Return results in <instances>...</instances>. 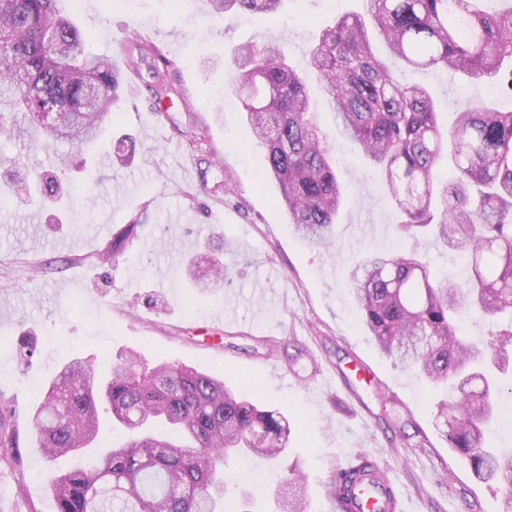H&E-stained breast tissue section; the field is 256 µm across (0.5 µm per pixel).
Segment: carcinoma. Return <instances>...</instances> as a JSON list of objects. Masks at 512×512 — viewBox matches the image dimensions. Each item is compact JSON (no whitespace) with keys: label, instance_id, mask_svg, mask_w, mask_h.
I'll return each instance as SVG.
<instances>
[{"label":"carcinoma","instance_id":"carcinoma-1","mask_svg":"<svg viewBox=\"0 0 512 512\" xmlns=\"http://www.w3.org/2000/svg\"><path fill=\"white\" fill-rule=\"evenodd\" d=\"M283 0H202V11L232 9L270 16ZM492 0H364L308 51L343 135L382 174L404 228H422L467 256L470 275L456 282L434 274L414 253L364 256L351 270L363 328L376 347L435 388L453 394L437 404L436 426L474 475L503 491L512 512V452L488 448L484 427L497 414L501 382L491 368L512 362V322L474 341L458 318L512 315V109L472 104L449 128L438 122L421 85L399 82L373 52L374 30L405 66L493 81L512 77V7ZM64 0H0V131L47 146L65 139L95 143L112 120L123 79L112 61L88 49L91 36L65 14ZM153 72L157 100L169 97L161 69L173 62L140 48ZM247 137L267 151L288 223L301 240L333 243L341 183L327 134L318 125L304 77L284 48L251 44L231 52ZM448 158L454 173L441 180ZM64 168L39 175L43 193L58 195ZM134 439L92 464L50 480L56 512H239L224 483V461L246 454L272 460L288 450V419L261 409L224 380L196 368L136 367L132 359L101 376L80 357L64 363L28 417L40 454L77 456L96 444L100 408ZM15 430L0 421V462L17 461ZM379 483L366 458L334 479L343 512H363V485ZM290 512H306L304 476L286 479Z\"/></svg>","mask_w":512,"mask_h":512}]
</instances>
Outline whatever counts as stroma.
Returning <instances> with one entry per match:
<instances>
[{"label": "stroma", "instance_id": "1", "mask_svg": "<svg viewBox=\"0 0 512 512\" xmlns=\"http://www.w3.org/2000/svg\"><path fill=\"white\" fill-rule=\"evenodd\" d=\"M361 8L362 0H285L272 19L212 18L198 0H181L174 13L164 0H120L116 8L111 0H75L93 51L109 56L126 81L94 153L67 141L45 150L0 134V154L20 171L40 172L66 155L72 182L86 186L57 207L10 186L9 205L0 208V418L16 426L19 445L18 466H0V512L56 510L49 479L72 460L42 458L27 421L50 376L73 355L105 374L131 352L148 368L180 363L211 373L286 414L292 434L283 459L243 458L225 469L231 476L251 469L252 479L236 486L252 494V512H283L280 479L294 467L305 475L310 512H332L334 475L361 457L386 468L404 512H500L502 490L478 482L449 448L435 428L437 396L377 349L349 285L354 263L368 253L415 250L433 271L459 281L468 276L465 254L421 230L400 231L383 178L342 137L314 81L313 110L336 156L344 203L329 248L297 238L230 86L235 46L280 44L303 71L321 27ZM141 42L175 62L164 103L149 74L130 72ZM394 72L431 90L447 122L468 103L512 106L486 83L443 70ZM124 134L133 138L126 164L92 162ZM228 183L234 193H225ZM131 224L134 241L107 254ZM203 251L224 262L231 283L196 288L188 260ZM361 361L381 386L357 379ZM316 366L346 375L345 386L307 383Z\"/></svg>", "mask_w": 512, "mask_h": 512}]
</instances>
